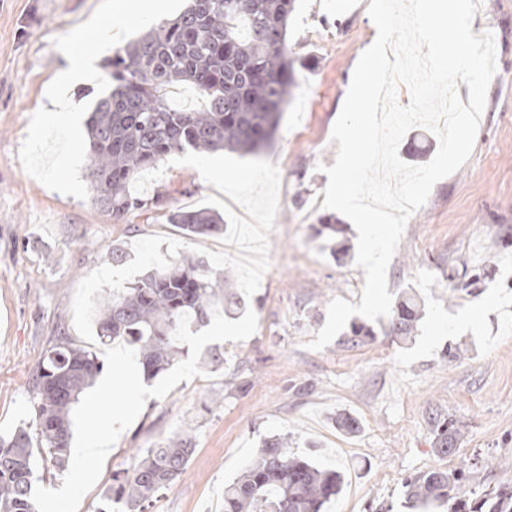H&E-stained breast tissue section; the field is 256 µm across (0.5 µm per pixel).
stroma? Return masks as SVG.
Instances as JSON below:
<instances>
[{
  "mask_svg": "<svg viewBox=\"0 0 512 512\" xmlns=\"http://www.w3.org/2000/svg\"><path fill=\"white\" fill-rule=\"evenodd\" d=\"M370 2L295 0L288 49L300 64V85L261 155L281 175L269 234L273 273L224 311L235 321L253 310L257 330L241 342L206 345L202 376L147 399L79 512H104L114 473L185 433L195 448L188 468L148 512H224L225 484L271 436L342 474L327 512H412L403 479L435 469L465 472L454 491L459 498L512 485V0H482L473 18V33H493L496 48L473 151L409 218L388 267L389 292L421 304L415 333L388 336L381 317L363 343H347L341 333L323 350L307 347L329 302L360 303L365 282L353 223L337 215L342 231L332 237L319 219L326 213L323 169L337 155L332 128L375 34ZM142 3L0 0V436L33 419L35 373L59 340L103 354L104 344L82 339L73 324V297L88 273L111 263L113 252L132 254L133 242L151 235L223 248L221 233L187 235L167 221L168 210L202 208L217 194L192 167H168L145 192L160 203L123 218L93 201L85 120L109 84L102 62L145 27L175 18L186 0H157L150 9ZM107 24L116 37L104 50L100 28ZM85 50L95 72L69 86L78 119L55 126L41 151L47 159L65 144L72 163L40 171L31 139L48 119V89L69 56ZM466 269L483 274L479 288L454 282ZM341 416L354 418L357 431L340 428ZM448 417L461 437L443 455L432 429Z\"/></svg>",
  "mask_w": 512,
  "mask_h": 512,
  "instance_id": "stroma-1",
  "label": "stroma"
}]
</instances>
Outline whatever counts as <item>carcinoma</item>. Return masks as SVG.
<instances>
[{
    "label": "carcinoma",
    "instance_id": "obj_1",
    "mask_svg": "<svg viewBox=\"0 0 512 512\" xmlns=\"http://www.w3.org/2000/svg\"><path fill=\"white\" fill-rule=\"evenodd\" d=\"M295 0H191L176 19L159 24L107 59L108 92L86 120L95 202L121 218L147 205L131 192L142 171L176 151L220 149L257 155L268 148L298 86L288 52V24ZM193 86L206 101L200 111L174 108L170 88ZM168 222L188 234L221 230L223 218L208 209H177ZM221 283L204 261L181 256L165 270L151 269L103 305L98 335L137 344L144 372L153 378L179 360L173 338L180 315L193 324L209 320ZM421 309L400 301L388 334H413ZM97 355L67 341L39 364L33 388L35 418L29 427L0 437V512H35L34 460L50 456L64 470L70 458L71 411L101 372ZM439 451L450 454L460 437L457 421L434 425ZM194 452L186 436L150 448L133 471L117 473L107 498L121 512H147L157 495L178 481ZM465 479L462 470L409 476L407 503L445 504ZM342 475L324 471L288 451V439L264 441L257 457L224 486V512H323L339 494ZM453 512H512V487L502 485L476 502L456 500Z\"/></svg>",
    "mask_w": 512,
    "mask_h": 512
}]
</instances>
